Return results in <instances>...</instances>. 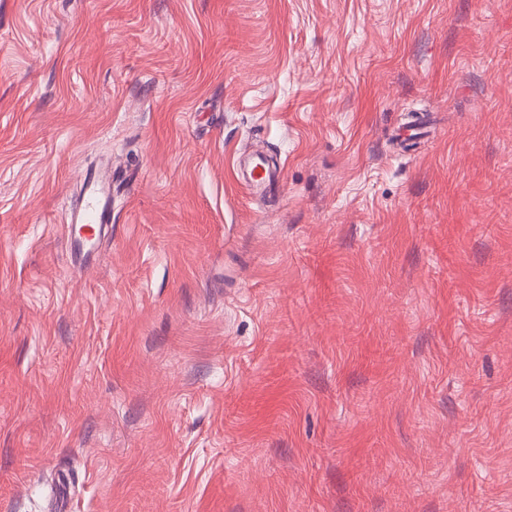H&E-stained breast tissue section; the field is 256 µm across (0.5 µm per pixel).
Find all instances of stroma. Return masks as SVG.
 Returning <instances> with one entry per match:
<instances>
[{
    "instance_id": "35a3bbf8",
    "label": "stroma",
    "mask_w": 512,
    "mask_h": 512,
    "mask_svg": "<svg viewBox=\"0 0 512 512\" xmlns=\"http://www.w3.org/2000/svg\"><path fill=\"white\" fill-rule=\"evenodd\" d=\"M0 512H512V0H0ZM68 223L71 250L85 258L83 251L91 249L92 238L100 240L102 230L112 224V184L108 172L96 170L86 174L81 198L70 212Z\"/></svg>"
}]
</instances>
